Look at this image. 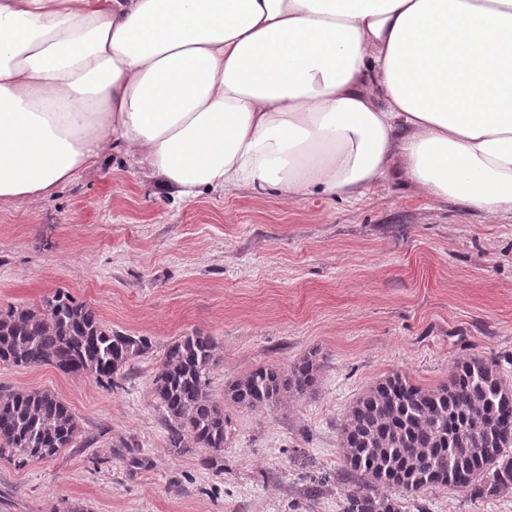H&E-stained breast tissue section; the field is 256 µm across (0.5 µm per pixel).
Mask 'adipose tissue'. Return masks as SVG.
Wrapping results in <instances>:
<instances>
[{"instance_id":"obj_1","label":"adipose tissue","mask_w":512,"mask_h":512,"mask_svg":"<svg viewBox=\"0 0 512 512\" xmlns=\"http://www.w3.org/2000/svg\"><path fill=\"white\" fill-rule=\"evenodd\" d=\"M115 147L183 200L392 177L512 218V0H0V202Z\"/></svg>"}]
</instances>
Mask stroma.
Here are the masks:
<instances>
[{
  "label": "stroma",
  "instance_id": "obj_1",
  "mask_svg": "<svg viewBox=\"0 0 512 512\" xmlns=\"http://www.w3.org/2000/svg\"><path fill=\"white\" fill-rule=\"evenodd\" d=\"M59 290L153 349L113 388L51 366L0 365V389L51 390L82 430L53 458H0V512H341L352 476L340 427L368 386L398 371L434 387L474 355L499 361L512 383V222L395 179L358 201L287 202L273 190L184 201L147 163L111 150L51 196L0 205V307ZM192 333L215 342L219 402L258 365L323 358L313 393L225 405L220 469L170 450L152 392L167 346ZM420 502L427 512H512V492L475 501L430 489Z\"/></svg>",
  "mask_w": 512,
  "mask_h": 512
}]
</instances>
